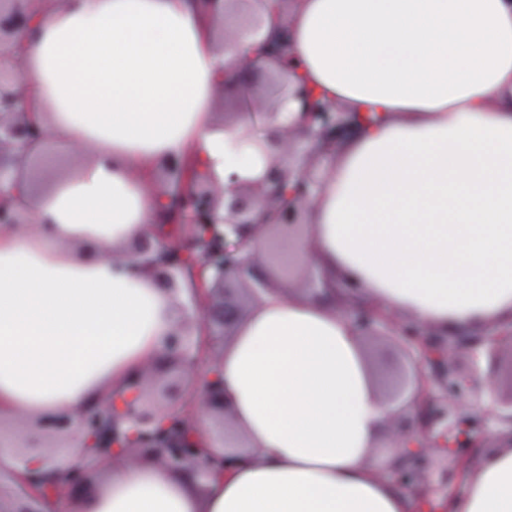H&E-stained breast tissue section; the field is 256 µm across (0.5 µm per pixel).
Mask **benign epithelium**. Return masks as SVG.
Here are the masks:
<instances>
[{"label":"benign epithelium","instance_id":"7a95c632","mask_svg":"<svg viewBox=\"0 0 512 512\" xmlns=\"http://www.w3.org/2000/svg\"><path fill=\"white\" fill-rule=\"evenodd\" d=\"M44 0H0V46L14 45L16 35L34 26ZM286 0H197L198 11L216 22V44L244 42L249 51L239 55L234 75L219 76L215 93L233 89L239 113L251 118L242 143L274 157L264 180L244 186L204 174L191 157L168 163L159 187L165 190L163 209L171 219L159 225L158 236L138 242L135 253L124 258L134 271L147 270L155 282L177 290L188 285L197 321L167 337L161 364L171 363L178 375L145 393L143 374L126 380L129 398L123 415L114 418L95 408L79 415V431L72 432L67 417L51 419L35 428L18 429L24 446L17 449L24 477L19 480L10 507L0 512H52L61 485L84 488L90 475L111 460L153 459L173 470L201 479L224 476L238 463L225 450L226 438L202 435L191 415L195 393L187 379L206 364L208 378L201 388L203 407L225 420L224 385L217 372L216 331L221 336L244 314L275 291L271 262L280 249L293 247L309 236L306 206L322 185L312 172L313 158H327L354 131L360 118L324 100L303 76L299 57L291 49L290 30L281 24V36L265 34L271 19L283 12ZM227 13L241 23L226 37ZM23 48L15 45L10 65L0 66V226L29 223L30 212L18 204L21 175L31 151L47 137L45 128L27 106L23 81ZM266 72L270 86L261 92L253 77ZM300 105V122L272 124L276 109L286 100ZM307 292L317 300L333 296L328 278L314 270L303 275ZM337 312L372 336L398 341L403 356L414 362L411 382L414 399L411 419L391 427L395 457L380 472L384 479L409 492L413 512H454L467 470L494 439L512 440V382L507 394L486 404L481 391L495 393L496 371L481 375L480 361L492 366L504 348L512 352V323L489 326L473 337H441L431 328L409 326L398 315L371 303L355 307L349 297L337 302ZM466 355L459 366L453 353ZM81 435L85 444L62 476L50 480L28 456H46L48 437Z\"/></svg>","mask_w":512,"mask_h":512}]
</instances>
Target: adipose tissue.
Wrapping results in <instances>:
<instances>
[{
	"label": "adipose tissue",
	"instance_id": "ef3b65f1",
	"mask_svg": "<svg viewBox=\"0 0 512 512\" xmlns=\"http://www.w3.org/2000/svg\"><path fill=\"white\" fill-rule=\"evenodd\" d=\"M307 80L371 117L327 160L311 235L280 257L343 278L445 332L512 322V0H295ZM194 0H70L26 33L29 104L50 145L31 221L0 227V471L15 419L121 415L125 381L159 359L182 296L111 253L155 231L152 176L195 152L251 184L270 159L220 122L217 51ZM239 463L204 484L108 463L58 512H412L371 460L400 410L334 305L265 297L224 341ZM455 512H512V447L488 449Z\"/></svg>",
	"mask_w": 512,
	"mask_h": 512
}]
</instances>
